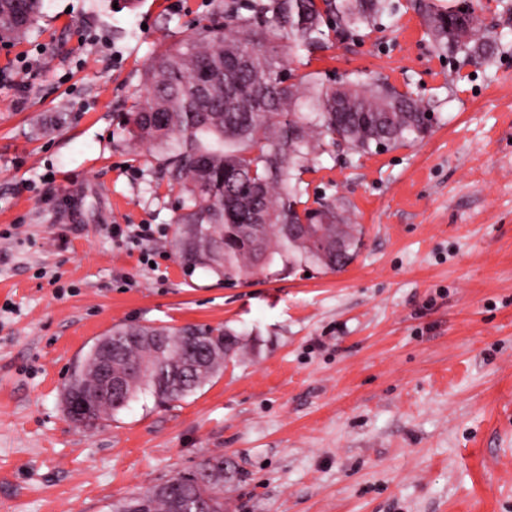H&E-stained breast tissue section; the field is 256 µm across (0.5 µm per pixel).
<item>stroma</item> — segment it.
<instances>
[{
  "instance_id": "obj_1",
  "label": "stroma",
  "mask_w": 512,
  "mask_h": 512,
  "mask_svg": "<svg viewBox=\"0 0 512 512\" xmlns=\"http://www.w3.org/2000/svg\"><path fill=\"white\" fill-rule=\"evenodd\" d=\"M474 2L502 42L486 65L437 55L415 0L364 40L289 56L300 75L386 77L436 122L304 173L307 201L344 198L362 230L344 271L235 286L112 236L170 230L178 194L122 115L154 52L225 0H45L0 44V512H107L215 456L236 470L228 512H512V0ZM131 322L224 324L244 348L183 401L74 423L73 366Z\"/></svg>"
}]
</instances>
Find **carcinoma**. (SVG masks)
<instances>
[{"instance_id": "obj_1", "label": "carcinoma", "mask_w": 512, "mask_h": 512, "mask_svg": "<svg viewBox=\"0 0 512 512\" xmlns=\"http://www.w3.org/2000/svg\"><path fill=\"white\" fill-rule=\"evenodd\" d=\"M43 0H0V43L23 38ZM398 10L395 0H245L214 22L153 55L144 93L122 132L130 147L153 145L170 189L182 196L165 246L192 273L203 269L235 283L309 265L344 269L361 244L348 205L320 197L310 208L302 175L327 146L350 160L410 145L430 131L431 106L385 78L338 85L318 73L300 78L279 54L325 47L331 36L366 37ZM434 50L452 60L490 63L498 44L481 31L470 0L442 8L419 0ZM242 333L227 326L119 324L107 351L92 346L64 390L88 403L83 426L112 420L144 395L166 405L204 387L241 351ZM110 355L113 370L134 381L123 396L99 394L95 370ZM111 512H224L217 487L229 470L221 456Z\"/></svg>"}]
</instances>
